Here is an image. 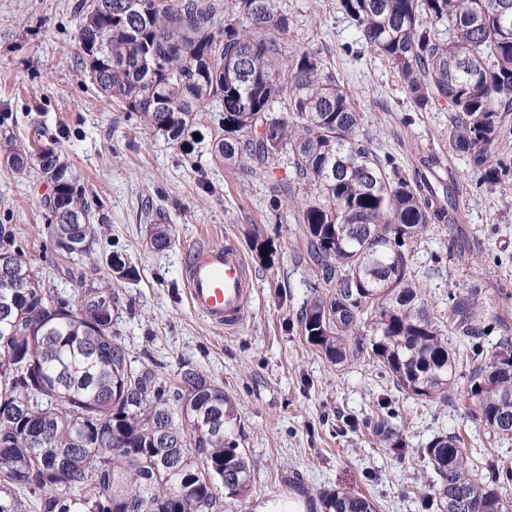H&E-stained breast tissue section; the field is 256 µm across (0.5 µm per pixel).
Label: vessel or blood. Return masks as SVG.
<instances>
[{
	"label": "vessel or blood",
	"mask_w": 512,
	"mask_h": 512,
	"mask_svg": "<svg viewBox=\"0 0 512 512\" xmlns=\"http://www.w3.org/2000/svg\"><path fill=\"white\" fill-rule=\"evenodd\" d=\"M183 283L191 309L211 325L229 333L242 325L255 279L237 246L193 244L184 257Z\"/></svg>",
	"instance_id": "b4317fda"
}]
</instances>
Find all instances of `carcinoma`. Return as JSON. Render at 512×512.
Here are the masks:
<instances>
[{
  "mask_svg": "<svg viewBox=\"0 0 512 512\" xmlns=\"http://www.w3.org/2000/svg\"><path fill=\"white\" fill-rule=\"evenodd\" d=\"M357 44L396 69L417 111L443 99L452 116L448 150L470 157L475 186L512 182V0H337ZM215 0H81L77 40L88 77L107 102L191 159L197 114L221 117L209 154L270 170L289 158L314 195L297 211L312 295L300 313L306 343L334 365L365 357L416 399L451 401L456 376L470 383L483 423L485 457L462 437L436 433L421 449L435 480V512H512V467L492 447L512 440V327L476 288L448 293V315H430L412 248L432 224L456 220L458 188L442 157L420 158L409 177L361 138L352 91L320 53L288 50V15L276 0H234L217 20ZM448 28V39L439 28ZM0 157L13 170L38 167L51 184L43 205L57 255L90 259L103 204L57 150L36 158L10 140ZM150 246L171 244L169 225H149ZM0 224V512H219L243 497L253 475L240 450L234 401L200 370L185 367L170 388L154 365L135 363L115 325L123 308L112 282L139 271L122 253L68 270L70 299L45 285ZM502 336L494 350L483 340ZM378 440L402 447L391 416L368 422ZM324 512H376L344 490L323 493Z\"/></svg>",
  "mask_w": 512,
  "mask_h": 512,
  "instance_id": "carcinoma-1",
  "label": "carcinoma"
}]
</instances>
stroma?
I'll use <instances>...</instances> for the list:
<instances>
[{
    "label": "stroma",
    "mask_w": 512,
    "mask_h": 512,
    "mask_svg": "<svg viewBox=\"0 0 512 512\" xmlns=\"http://www.w3.org/2000/svg\"><path fill=\"white\" fill-rule=\"evenodd\" d=\"M77 2L0 0V139L55 143L87 191L103 200L98 253L121 252L140 271L138 281L119 285L125 311L117 330L134 359L157 363L171 387L184 365L196 366L235 399V431L254 483L230 512H253L256 502L291 493L307 500L308 512H321V492L336 487L372 498L377 512H423L417 489L434 474L421 448L441 429L475 441L483 434L480 421L400 391L372 360L340 367L306 344L298 317L313 276L298 259L295 212L307 194L288 162L270 174L207 154L192 163L135 114L108 104L79 60ZM277 6L292 21L289 48L319 52L355 90L363 131L379 156H391L408 174L416 156L447 151L446 102L415 111L387 60L346 52L356 35L336 0ZM450 164L460 218L455 233L430 228L414 249L419 282L434 313H447L449 290L464 284L481 289L512 324V296L499 295L512 293V183L477 192L468 156L451 155ZM48 191L37 171L22 174L0 163V224L16 225L26 255L72 296L77 285L47 233ZM158 217L172 234L160 252L145 237ZM202 237L238 246L256 274L236 333L210 326L189 306L182 258ZM263 247L272 252L270 263L259 259ZM381 407L400 430L402 451L384 447L366 427Z\"/></svg>",
    "instance_id": "stroma-1"
}]
</instances>
